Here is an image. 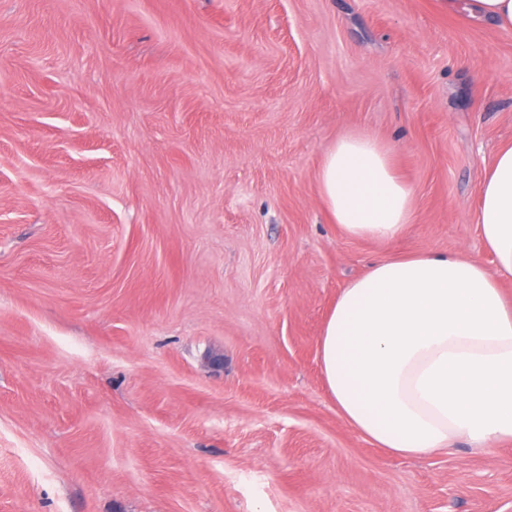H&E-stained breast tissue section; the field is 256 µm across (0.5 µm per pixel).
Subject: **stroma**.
<instances>
[{"label":"stroma","instance_id":"obj_1","mask_svg":"<svg viewBox=\"0 0 512 512\" xmlns=\"http://www.w3.org/2000/svg\"><path fill=\"white\" fill-rule=\"evenodd\" d=\"M393 150L405 233L318 169ZM512 31L437 0H0V512H512V443L386 454L319 359L374 262L461 253ZM319 194L331 220L352 239L392 241L413 217V191L391 148L366 134L338 138L324 153Z\"/></svg>","mask_w":512,"mask_h":512}]
</instances>
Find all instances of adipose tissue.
I'll use <instances>...</instances> for the list:
<instances>
[{
    "mask_svg": "<svg viewBox=\"0 0 512 512\" xmlns=\"http://www.w3.org/2000/svg\"><path fill=\"white\" fill-rule=\"evenodd\" d=\"M438 3L512 29V0ZM318 182L346 237L391 241L412 220L413 191L372 136L338 138ZM478 224L494 270L432 252L383 259L340 290L323 323L321 371L337 413L389 454L512 442V300L501 288L512 277V143L485 169Z\"/></svg>",
    "mask_w": 512,
    "mask_h": 512,
    "instance_id": "ef3b65f1",
    "label": "adipose tissue"
}]
</instances>
